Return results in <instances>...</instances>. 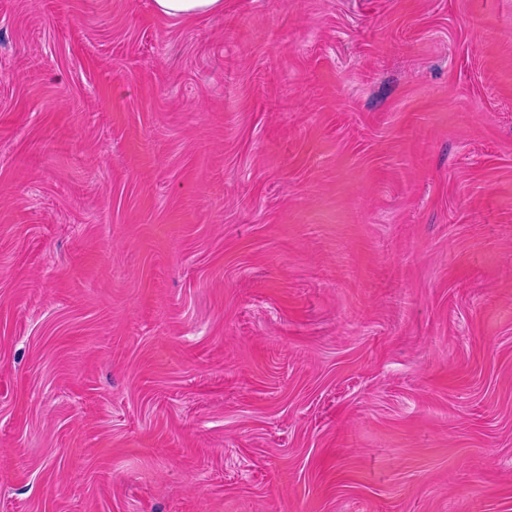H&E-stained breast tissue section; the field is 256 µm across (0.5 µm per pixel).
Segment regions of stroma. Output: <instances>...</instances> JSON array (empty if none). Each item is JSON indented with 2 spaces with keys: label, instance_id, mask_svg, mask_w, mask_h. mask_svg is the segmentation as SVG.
Segmentation results:
<instances>
[{
  "label": "stroma",
  "instance_id": "obj_1",
  "mask_svg": "<svg viewBox=\"0 0 512 512\" xmlns=\"http://www.w3.org/2000/svg\"><path fill=\"white\" fill-rule=\"evenodd\" d=\"M0 512H512V0H0ZM154 11L166 18H193L224 10V0H153Z\"/></svg>",
  "mask_w": 512,
  "mask_h": 512
}]
</instances>
